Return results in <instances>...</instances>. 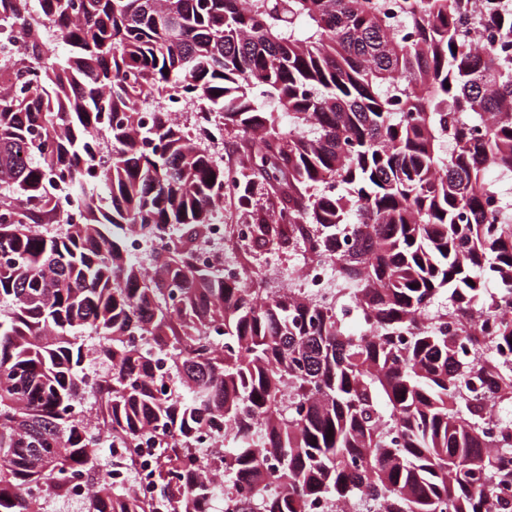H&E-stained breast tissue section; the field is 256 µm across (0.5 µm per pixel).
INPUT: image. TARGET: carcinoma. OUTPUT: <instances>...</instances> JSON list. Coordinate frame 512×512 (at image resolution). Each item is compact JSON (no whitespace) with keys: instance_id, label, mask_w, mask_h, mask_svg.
Segmentation results:
<instances>
[{"instance_id":"1","label":"carcinoma","mask_w":512,"mask_h":512,"mask_svg":"<svg viewBox=\"0 0 512 512\" xmlns=\"http://www.w3.org/2000/svg\"><path fill=\"white\" fill-rule=\"evenodd\" d=\"M0 36V512L76 475L84 512H512V0H0ZM227 194L240 282L195 256ZM269 244L326 296L261 287ZM145 446L156 495L101 493Z\"/></svg>"}]
</instances>
